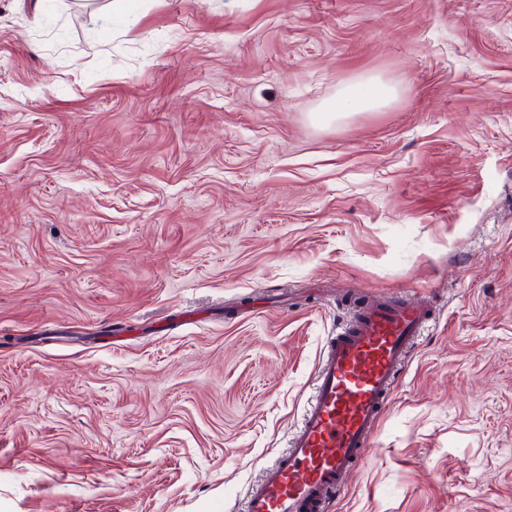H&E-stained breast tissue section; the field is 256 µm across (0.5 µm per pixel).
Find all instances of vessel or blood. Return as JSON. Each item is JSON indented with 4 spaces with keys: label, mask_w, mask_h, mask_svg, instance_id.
<instances>
[{
    "label": "vessel or blood",
    "mask_w": 512,
    "mask_h": 512,
    "mask_svg": "<svg viewBox=\"0 0 512 512\" xmlns=\"http://www.w3.org/2000/svg\"><path fill=\"white\" fill-rule=\"evenodd\" d=\"M429 320L423 304L378 300L337 328L288 450L271 477L249 486L244 512H322L373 443L379 413Z\"/></svg>",
    "instance_id": "1"
}]
</instances>
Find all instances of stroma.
<instances>
[{
  "instance_id": "obj_1",
  "label": "stroma",
  "mask_w": 512,
  "mask_h": 512,
  "mask_svg": "<svg viewBox=\"0 0 512 512\" xmlns=\"http://www.w3.org/2000/svg\"><path fill=\"white\" fill-rule=\"evenodd\" d=\"M377 298L325 512H512V0H0V512H244ZM391 96L392 90L389 87L374 81L364 82L327 106L325 116L333 118L341 112L349 111L350 106L374 108L386 103ZM430 320L423 304L378 300L336 329L288 450L271 477L249 486L244 512H323L376 438L398 371Z\"/></svg>"
}]
</instances>
